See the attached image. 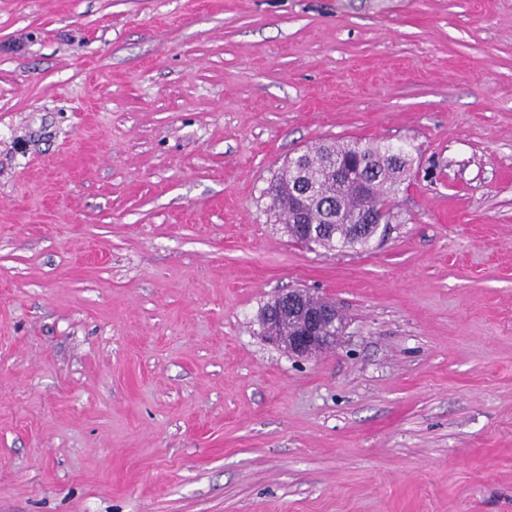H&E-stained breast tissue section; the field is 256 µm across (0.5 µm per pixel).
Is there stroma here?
I'll return each instance as SVG.
<instances>
[{
    "label": "stroma",
    "mask_w": 512,
    "mask_h": 512,
    "mask_svg": "<svg viewBox=\"0 0 512 512\" xmlns=\"http://www.w3.org/2000/svg\"><path fill=\"white\" fill-rule=\"evenodd\" d=\"M352 139L420 166L307 248ZM0 512H512V0H0ZM301 155L299 169L288 165L272 184L270 209L283 217L291 236L299 224H329L328 231L313 243L327 250L367 245L372 236H358L352 229L358 224L378 226L373 218L376 215L383 216L381 224H389L414 161L402 147L361 140L323 141ZM353 162L366 164L362 176L371 184L366 193H357L340 175L339 169ZM300 174L306 182L317 185V196L307 205L297 203L292 193ZM357 232H362L359 226ZM304 293L305 289L294 288L279 295L271 303L266 315L264 309L261 321L264 326L265 315L267 338L273 344L287 348L288 353L295 356L312 357L335 346L338 337L336 329L342 326L336 317L338 310L334 302L323 299L321 307L305 308L301 304ZM289 314L302 317L301 329L293 336L300 327V317H292L280 325L283 334L280 336L276 325L288 318Z\"/></svg>",
    "instance_id": "1"
}]
</instances>
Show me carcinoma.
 Returning <instances> with one entry per match:
<instances>
[{"mask_svg":"<svg viewBox=\"0 0 512 512\" xmlns=\"http://www.w3.org/2000/svg\"><path fill=\"white\" fill-rule=\"evenodd\" d=\"M412 155L403 148L350 140L323 141L302 154V164L287 166L271 186L270 209L293 232L301 224H326L328 231L314 244L327 249L363 247L371 236L357 235L360 224L377 226L394 218L397 195L411 170ZM317 186L306 205L292 193L297 177Z\"/></svg>","mask_w":512,"mask_h":512,"instance_id":"cac0c4a2","label":"carcinoma"}]
</instances>
